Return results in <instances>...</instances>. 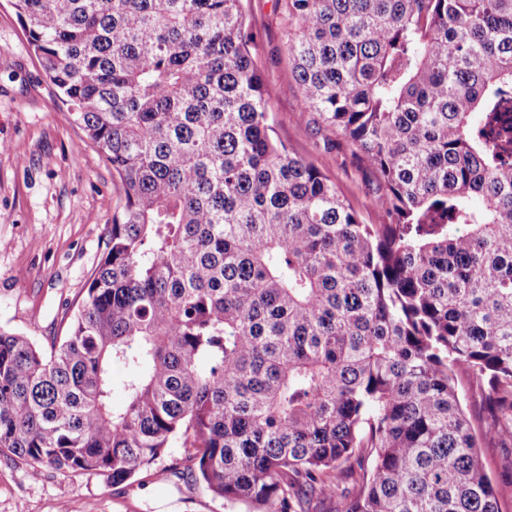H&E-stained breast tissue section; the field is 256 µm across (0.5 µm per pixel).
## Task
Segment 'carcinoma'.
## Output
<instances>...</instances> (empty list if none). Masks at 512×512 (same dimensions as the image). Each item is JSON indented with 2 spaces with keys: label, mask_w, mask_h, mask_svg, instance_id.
<instances>
[{
  "label": "carcinoma",
  "mask_w": 512,
  "mask_h": 512,
  "mask_svg": "<svg viewBox=\"0 0 512 512\" xmlns=\"http://www.w3.org/2000/svg\"><path fill=\"white\" fill-rule=\"evenodd\" d=\"M10 2L123 197L64 336L0 329V455L118 487L182 448L227 512L346 480L343 512H501L512 0H284L302 111L379 175L384 224L278 138L241 0ZM458 388L463 407L468 416L473 420H478L484 416V405L478 384L466 376H461L458 381ZM480 458L484 472L502 494V511L512 512V447L486 444L480 448Z\"/></svg>",
  "instance_id": "1"
}]
</instances>
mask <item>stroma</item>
Listing matches in <instances>:
<instances>
[{
  "label": "stroma",
  "mask_w": 512,
  "mask_h": 512,
  "mask_svg": "<svg viewBox=\"0 0 512 512\" xmlns=\"http://www.w3.org/2000/svg\"><path fill=\"white\" fill-rule=\"evenodd\" d=\"M242 5L257 35L253 54L278 136L330 177L363 223H383L375 170L301 109L281 51V0ZM120 191L111 167L58 100L8 0H0V328L45 349L63 335L102 258ZM181 456V449H169L155 468L119 487L94 472L48 471L35 480L26 465L1 456L0 512H224L223 500L189 471L156 480V470ZM480 458L501 492L502 512H512V447L484 445Z\"/></svg>",
  "instance_id": "35a3bbf8"
}]
</instances>
